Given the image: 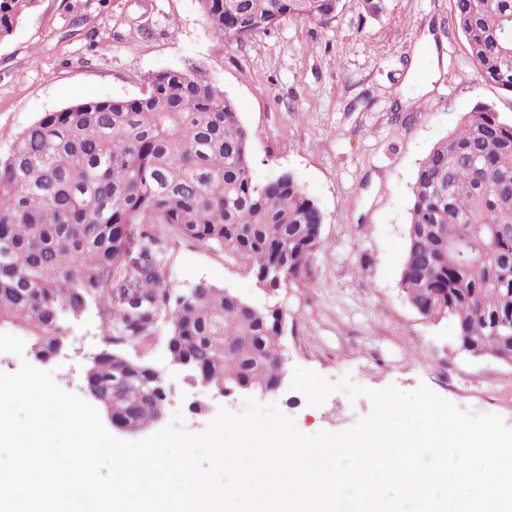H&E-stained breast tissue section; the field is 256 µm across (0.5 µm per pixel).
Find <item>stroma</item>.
I'll list each match as a JSON object with an SVG mask.
<instances>
[{"instance_id":"stroma-1","label":"stroma","mask_w":512,"mask_h":512,"mask_svg":"<svg viewBox=\"0 0 512 512\" xmlns=\"http://www.w3.org/2000/svg\"><path fill=\"white\" fill-rule=\"evenodd\" d=\"M453 0H386L377 16L339 0L326 23L283 18L272 30L217 43L198 0H37L0 42V153L43 113L85 99L138 96L148 75L194 66L218 84L251 133L258 178L292 172L323 212L322 246L307 275L269 292L243 261L165 235L167 286L201 281L261 306L287 309L286 373L312 370L380 389L427 384L462 410L499 415L512 427V364L459 350L452 324L422 318L400 288L411 186L434 144L477 105L512 119V94L477 74ZM438 54L431 92H406L425 40ZM101 313L88 304L67 329V346L43 362L56 383L80 393L90 356L103 347ZM170 392L167 415L205 430L220 408L238 413L244 395L211 399L171 364L165 336L125 347ZM298 430L340 432L371 410L336 392L318 407L289 386L270 397Z\"/></svg>"}]
</instances>
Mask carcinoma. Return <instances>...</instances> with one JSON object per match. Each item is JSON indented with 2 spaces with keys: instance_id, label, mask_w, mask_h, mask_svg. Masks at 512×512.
Wrapping results in <instances>:
<instances>
[{
  "instance_id": "cac0c4a2",
  "label": "carcinoma",
  "mask_w": 512,
  "mask_h": 512,
  "mask_svg": "<svg viewBox=\"0 0 512 512\" xmlns=\"http://www.w3.org/2000/svg\"><path fill=\"white\" fill-rule=\"evenodd\" d=\"M36 0H0V41ZM219 44L287 15L325 23L337 0H198ZM452 24L481 77L512 92V0H453ZM251 136L233 102L196 67L159 71L145 93L46 112L0 154V324L54 352L66 320L92 302L111 348L91 365L105 415L148 428L166 402L162 376L119 347L166 328L171 359L212 388L274 386L285 372L271 310L201 281L185 300L166 288L155 225L247 261L269 288L304 277L323 213L297 177L256 178ZM137 226L146 261L128 267ZM401 288L458 342L512 363V122L487 105L436 142L411 188Z\"/></svg>"
}]
</instances>
